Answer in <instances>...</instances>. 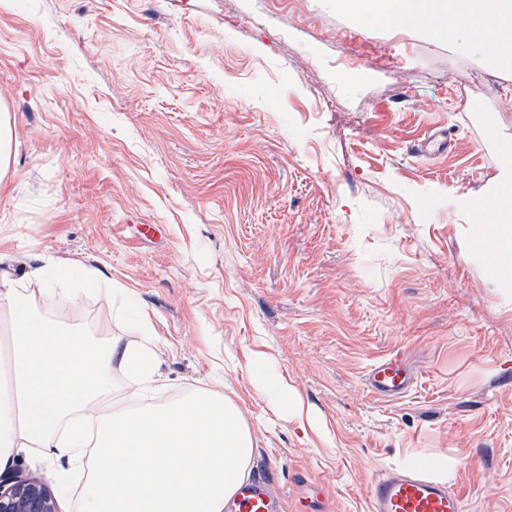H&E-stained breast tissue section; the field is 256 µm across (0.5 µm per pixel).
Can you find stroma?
Returning <instances> with one entry per match:
<instances>
[{
  "instance_id": "35a3bbf8",
  "label": "stroma",
  "mask_w": 512,
  "mask_h": 512,
  "mask_svg": "<svg viewBox=\"0 0 512 512\" xmlns=\"http://www.w3.org/2000/svg\"><path fill=\"white\" fill-rule=\"evenodd\" d=\"M430 11L0 0V279L101 341L149 334L163 398L223 393L280 512H366L377 476L442 456L464 512H512V258L475 208L512 180V65L462 0ZM58 263L96 290L44 305ZM393 354L412 384L382 398ZM359 1H363V5L360 10L355 11L357 13H366L391 20H412L423 23H428L431 20L430 13L426 7V1L408 2L395 0L390 5L381 0ZM366 381L369 389L380 397L401 394L411 384V378L398 356L389 357L376 364L367 374Z\"/></svg>"
}]
</instances>
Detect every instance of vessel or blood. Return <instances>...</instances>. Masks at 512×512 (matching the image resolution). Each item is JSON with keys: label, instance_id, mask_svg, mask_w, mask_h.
<instances>
[{"label": "vessel or blood", "instance_id": "1", "mask_svg": "<svg viewBox=\"0 0 512 512\" xmlns=\"http://www.w3.org/2000/svg\"><path fill=\"white\" fill-rule=\"evenodd\" d=\"M367 385L377 396L405 392L411 379L399 357L376 364L368 373ZM229 512H272L271 498L264 485L244 484L227 505ZM369 512H464L457 492L412 472H389L375 479L369 491Z\"/></svg>", "mask_w": 512, "mask_h": 512}]
</instances>
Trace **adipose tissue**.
<instances>
[{"instance_id": "obj_1", "label": "adipose tissue", "mask_w": 512, "mask_h": 512, "mask_svg": "<svg viewBox=\"0 0 512 512\" xmlns=\"http://www.w3.org/2000/svg\"><path fill=\"white\" fill-rule=\"evenodd\" d=\"M475 29L496 58L512 60V19L490 0H467ZM363 13L430 22L424 0H363ZM49 302L77 303L91 270L37 273ZM156 347L118 348L36 315L23 283H0V471L19 453L61 462L59 480L83 479L77 512H224L248 476L254 437L239 409L213 392L158 402ZM141 387L112 406V364Z\"/></svg>"}]
</instances>
